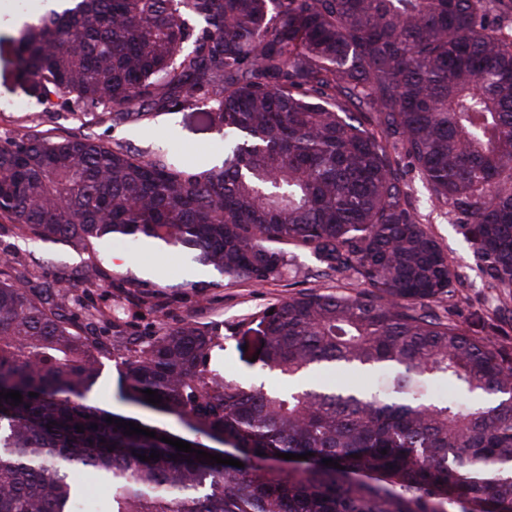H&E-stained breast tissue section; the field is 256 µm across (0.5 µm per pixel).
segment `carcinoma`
<instances>
[{
	"label": "carcinoma",
	"instance_id": "carcinoma-1",
	"mask_svg": "<svg viewBox=\"0 0 512 512\" xmlns=\"http://www.w3.org/2000/svg\"><path fill=\"white\" fill-rule=\"evenodd\" d=\"M59 2L16 39L44 101L114 122L189 106L224 127V159L191 168L34 122L0 141L1 221L87 253L88 281L102 280L95 244L129 237L257 285L311 252L358 288H309L238 329L288 377L282 391L213 370L208 323L130 337L125 302L154 305L146 290L121 289L83 325L65 316L83 308L74 289L36 290L1 256L0 392L22 403L0 397V512H73L68 467L108 486L94 512H512V345L498 340L512 304V31L487 32L494 0ZM400 153L431 202L467 219L496 299L479 334L437 312L462 281L411 206ZM110 358L123 403L244 467L203 464L159 426L150 438L108 422L147 428L87 402ZM336 367L386 378L370 396L301 384ZM435 377L476 403L434 400ZM277 452L309 457L285 470Z\"/></svg>",
	"mask_w": 512,
	"mask_h": 512
}]
</instances>
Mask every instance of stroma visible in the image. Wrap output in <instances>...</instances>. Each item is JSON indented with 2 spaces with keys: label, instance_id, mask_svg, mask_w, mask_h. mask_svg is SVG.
Instances as JSON below:
<instances>
[{
  "label": "stroma",
  "instance_id": "35a3bbf8",
  "mask_svg": "<svg viewBox=\"0 0 512 512\" xmlns=\"http://www.w3.org/2000/svg\"><path fill=\"white\" fill-rule=\"evenodd\" d=\"M46 0H0V139L20 134L31 119H38L42 129L53 135L87 133L108 144L119 143L132 150H161L176 156L183 164L203 167L221 163L224 157V133L218 127L198 124L191 107L161 116L150 123L128 121L121 124L99 123L78 112L42 101L38 91L21 79L13 64L11 38L17 37L23 22L37 19ZM23 102L24 112L6 111V104ZM403 182L415 208L462 276L463 297L439 304L440 315L463 323H473L474 315L493 300L494 290L479 271L476 259L460 230V221L447 206L432 204L417 171L409 159H401ZM17 255L24 270L33 274L36 287L54 285L55 276L82 266L84 252L70 243L43 240L34 235H20L8 224L0 223V256ZM97 256L108 275L105 285L83 283L78 293L86 307L104 306L112 291L126 287L128 280L140 282L155 295V308L135 306L128 318L130 331L145 334L157 329L159 322L169 324L192 318L215 322L221 328L220 349L215 350L212 365L224 377L247 385L287 388V381L253 362L239 350V323L251 320L269 305L304 289L341 293L353 290L352 278L338 275L324 277L320 264L308 253L295 256L284 277L261 286L247 281L225 282L207 298L196 296L194 282L215 279V272L191 262L178 249L161 246L149 252L145 243L126 247L122 238L103 241Z\"/></svg>",
  "mask_w": 512,
  "mask_h": 512
}]
</instances>
